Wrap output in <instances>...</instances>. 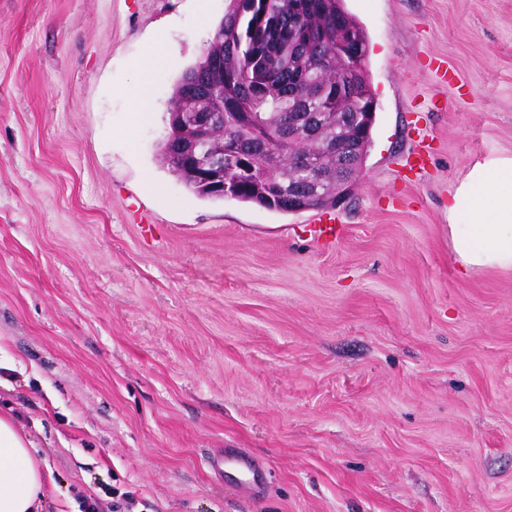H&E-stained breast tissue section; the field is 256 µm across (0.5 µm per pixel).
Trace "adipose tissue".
Instances as JSON below:
<instances>
[{"label":"adipose tissue","mask_w":512,"mask_h":512,"mask_svg":"<svg viewBox=\"0 0 512 512\" xmlns=\"http://www.w3.org/2000/svg\"><path fill=\"white\" fill-rule=\"evenodd\" d=\"M170 57L167 42L149 43L133 64L137 81L127 95L146 113L153 77ZM448 231L463 271L512 269V156L472 165L448 195ZM14 417L0 415V512H42L51 473Z\"/></svg>","instance_id":"adipose-tissue-1"}]
</instances>
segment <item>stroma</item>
I'll use <instances>...</instances> for the list:
<instances>
[{
    "instance_id": "stroma-1",
    "label": "stroma",
    "mask_w": 512,
    "mask_h": 512,
    "mask_svg": "<svg viewBox=\"0 0 512 512\" xmlns=\"http://www.w3.org/2000/svg\"><path fill=\"white\" fill-rule=\"evenodd\" d=\"M228 5L0 0V413L53 472L44 512H512V270L462 272L448 234L468 168L512 155V0H345L378 105L330 246L319 211L160 160ZM228 450L252 494L211 473ZM169 57L170 48L167 41H153L146 46L143 54L132 63L133 69L138 74V79L128 88L127 95L136 112L140 114L147 112L153 77L167 64Z\"/></svg>"
}]
</instances>
